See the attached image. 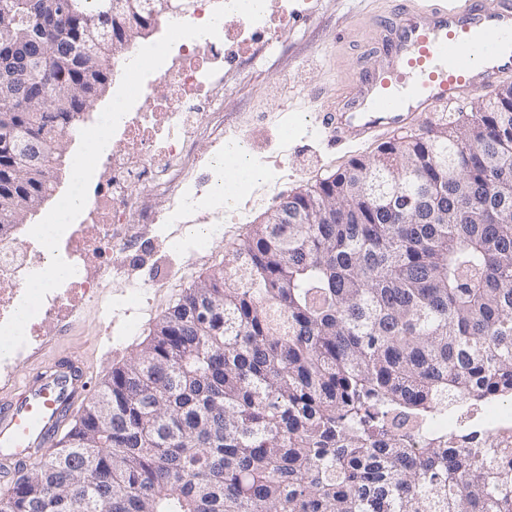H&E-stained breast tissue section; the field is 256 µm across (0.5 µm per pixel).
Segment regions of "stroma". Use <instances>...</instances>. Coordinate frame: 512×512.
I'll use <instances>...</instances> for the list:
<instances>
[{
    "instance_id": "obj_1",
    "label": "stroma",
    "mask_w": 512,
    "mask_h": 512,
    "mask_svg": "<svg viewBox=\"0 0 512 512\" xmlns=\"http://www.w3.org/2000/svg\"><path fill=\"white\" fill-rule=\"evenodd\" d=\"M402 0H302L303 12L291 19L288 34L273 50L242 55L224 79V109L213 113L195 142L200 167L185 169L186 191L196 206L182 205L177 194L152 192L138 206L161 213L158 224L138 225L136 250L116 253L104 288L73 309L61 324L43 325V345L29 350L0 388L20 386L54 359L81 358L93 384L112 367L129 362L152 335L160 318L183 292L215 268L227 265L235 243L261 223L280 197L302 192L344 169L350 159L376 151V144L327 150L307 130L310 106L333 104L344 96L364 66L379 58L371 50L375 25ZM296 109L284 111L283 101ZM236 142L252 138V167L258 180L241 184L242 203L233 211L207 205L218 151L216 131ZM198 224H214L218 237L201 239Z\"/></svg>"
}]
</instances>
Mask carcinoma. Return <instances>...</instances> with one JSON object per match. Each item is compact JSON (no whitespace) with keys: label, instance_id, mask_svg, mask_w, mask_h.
Here are the masks:
<instances>
[{"label":"carcinoma","instance_id":"1","mask_svg":"<svg viewBox=\"0 0 512 512\" xmlns=\"http://www.w3.org/2000/svg\"><path fill=\"white\" fill-rule=\"evenodd\" d=\"M102 0L40 24L51 0H25L51 51L30 73L72 110L38 123L0 102L43 163L0 138V224H25L54 191L57 165L112 81L110 44L173 16ZM512 86L490 112L440 116L421 133L351 159L328 183L275 210L239 240L228 266L188 289L136 357L86 406L112 400L94 438L71 433L0 512H512V467L493 448L428 423L457 402H512ZM22 172L17 183L13 170ZM205 302L210 320L193 318Z\"/></svg>","mask_w":512,"mask_h":512}]
</instances>
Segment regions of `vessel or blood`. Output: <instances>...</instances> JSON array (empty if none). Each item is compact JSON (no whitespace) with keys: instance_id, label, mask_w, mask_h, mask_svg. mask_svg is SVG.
<instances>
[{"instance_id":"obj_1","label":"vessel or blood","mask_w":512,"mask_h":512,"mask_svg":"<svg viewBox=\"0 0 512 512\" xmlns=\"http://www.w3.org/2000/svg\"><path fill=\"white\" fill-rule=\"evenodd\" d=\"M382 61L362 69L336 108L317 106L312 127L340 150L382 132L415 129L436 109L512 76V0H429L404 6L374 31ZM81 360H60L0 397V476L52 447L68 410L86 398Z\"/></svg>"}]
</instances>
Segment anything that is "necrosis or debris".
<instances>
[{"instance_id":"obj_1","label":"necrosis or debris","mask_w":512,"mask_h":512,"mask_svg":"<svg viewBox=\"0 0 512 512\" xmlns=\"http://www.w3.org/2000/svg\"><path fill=\"white\" fill-rule=\"evenodd\" d=\"M288 21V0H266L255 23L230 14L220 23L218 36L182 40L146 78L140 97L117 127L111 150L99 160L97 182L83 212L61 237L65 260L77 272L46 295L27 323V347L42 343L44 322L64 320L73 307L95 296L109 270L107 255L133 246L130 217L140 194L178 189L180 172L194 158L199 128L224 101V71L245 51L246 35L267 33L277 41L287 32ZM158 83L165 88L160 96L154 93ZM50 260L48 250L29 233L0 226V323L19 306L27 276L45 269ZM433 427L441 433L465 432L477 448L508 449L504 462L512 464V406L479 418L463 414L451 420L443 414Z\"/></svg>"}]
</instances>
